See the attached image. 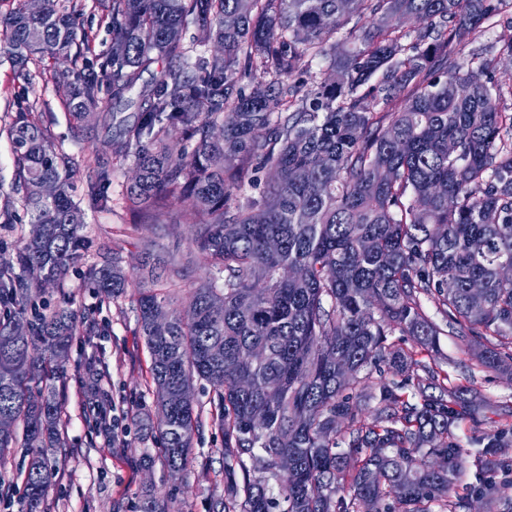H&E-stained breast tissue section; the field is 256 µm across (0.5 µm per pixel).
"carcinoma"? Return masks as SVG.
Instances as JSON below:
<instances>
[{
    "mask_svg": "<svg viewBox=\"0 0 512 512\" xmlns=\"http://www.w3.org/2000/svg\"><path fill=\"white\" fill-rule=\"evenodd\" d=\"M99 2L114 35L99 75L77 67L87 35L74 9L32 13L17 0L0 17V39L18 78L36 57L71 59L54 85L78 121L99 109L100 84L120 103L142 72L166 61L140 91L147 107L103 144L134 158L133 223L196 225L193 244L209 265V282L186 312L170 313L161 337L150 315L167 308V295L145 288L137 300L156 404L169 410L156 426L168 473L188 461L198 419L178 393L197 378L213 387L224 432L226 509L391 512L397 502L404 512H433L450 501L466 454L452 427L471 414L470 402L433 370L423 383L419 362L388 337L399 331L435 347L443 327L423 308L430 298L451 333L485 341L483 369L512 370V279L498 272L512 261V113L500 105L494 58L453 59L509 0ZM354 18L359 25L346 29ZM407 19L416 26L404 29ZM191 25L194 44L214 41L222 52L190 60L183 33ZM306 56L329 59L334 80L293 79ZM370 98L388 111H371ZM174 136L193 146L191 162L169 147ZM7 137L16 194L32 219L21 273L0 267V305L26 317L24 329L0 321V415L22 427L0 434V461L27 450L22 512H46L56 473L49 449L62 444L48 390L78 319L64 307L30 313L28 305L32 289L61 283L87 240L73 159L25 112ZM251 170L265 172L257 195L244 190ZM111 174L104 164L88 168L90 194ZM173 198L186 208L171 211ZM166 274L180 270L148 264L152 282L166 285ZM86 278L106 297L129 287L115 257ZM383 363L412 392L381 379L363 393ZM244 373L256 377L249 389L237 384ZM364 398L375 402L370 423L358 419ZM256 411L266 414L259 427L249 423ZM340 420L350 427L338 436ZM283 454L293 457L291 474L279 467ZM137 512L168 510L144 494Z\"/></svg>",
    "mask_w": 512,
    "mask_h": 512,
    "instance_id": "obj_1",
    "label": "carcinoma"
}]
</instances>
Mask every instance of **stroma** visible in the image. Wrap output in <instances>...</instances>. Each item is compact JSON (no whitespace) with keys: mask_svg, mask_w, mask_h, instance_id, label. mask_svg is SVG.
Here are the masks:
<instances>
[{"mask_svg":"<svg viewBox=\"0 0 512 512\" xmlns=\"http://www.w3.org/2000/svg\"><path fill=\"white\" fill-rule=\"evenodd\" d=\"M60 4L83 6L80 23L91 39L86 56L90 71H99L112 45V25L93 0H59ZM512 42V23L498 22L473 35L462 46V55L482 51L494 56L503 80L512 84V55L505 46ZM63 59L43 58L29 63V80L15 77L9 62H0V124L16 113L31 111L33 119L50 129L58 151L81 160L96 145L101 114L78 122L57 95L51 74L66 67ZM133 172L132 162L114 165L112 182L91 198L84 172H75L73 195L84 212L85 233L90 240L82 261L71 267L62 287L45 286L36 298L50 307L68 306L82 321L74 336L71 353L53 383L59 403L65 445L53 449L57 478L48 493L49 512H136L139 498L151 493L167 501L171 512H214L224 499V433L216 420L212 387L194 383L199 428L179 480H171L162 465L156 442L155 402L149 374L150 359L138 332L135 307L140 289L150 280L140 278L139 266L145 242H154L155 254L163 258L191 254L181 275L169 289L170 308L186 310L193 287L206 281L208 261L195 252V228L189 224H135L126 208L124 194ZM17 167L6 135H0V266L12 265L29 217L13 188ZM118 256L131 285L118 298H106L88 288L87 265ZM389 343L413 356L421 365L447 375L449 385L465 396L477 397L481 409L457 421L456 442L466 451L462 475L454 486V499L465 501L462 512H487L480 498L484 481L512 477V374L479 367L461 337L440 336L436 348L421 346L413 337L394 333ZM504 429L508 435L497 454L505 468L488 469L480 454L487 434ZM28 458L18 448L0 464V487L8 499L0 512H21L20 487Z\"/></svg>","mask_w":512,"mask_h":512,"instance_id":"35a3bbf8","label":"stroma"}]
</instances>
